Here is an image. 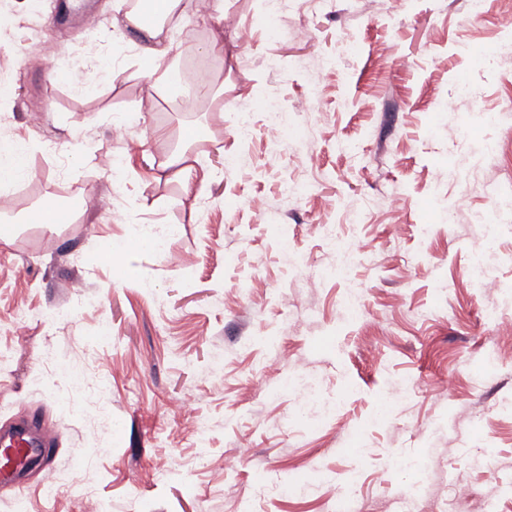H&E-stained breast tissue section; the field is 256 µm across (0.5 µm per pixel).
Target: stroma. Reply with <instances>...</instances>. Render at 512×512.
<instances>
[{
  "mask_svg": "<svg viewBox=\"0 0 512 512\" xmlns=\"http://www.w3.org/2000/svg\"><path fill=\"white\" fill-rule=\"evenodd\" d=\"M69 2L11 0L0 24V84L10 88L0 121L27 143L36 186L0 243V423L37 414L59 431L22 490L0 486V512L20 500L28 512H78L74 497L43 491L78 455L74 479L109 512H321L349 489L371 512L417 494L424 512H448L460 483L472 489L471 512L491 497L512 512V337L494 324L512 314V227L490 242L471 221L493 211L488 185L499 159H512L497 126L512 69L486 63L504 37L502 0L477 18L469 0H401L394 11L383 0H224L234 23L220 59L205 54L213 21L184 0L161 60L129 27L127 0ZM299 25L310 42L290 37ZM44 42L62 54L30 72L25 57ZM88 44L96 51L80 90L62 81L64 52ZM390 49L405 66L387 60ZM193 57L223 84L221 103L178 101L149 77ZM272 101L283 117L276 151ZM34 108L44 113L36 129ZM120 119L129 139L112 136ZM189 128L209 173L196 197L160 166ZM312 152L319 167L307 164ZM115 155L117 183L102 164ZM244 155L247 166H230ZM62 182L84 203L77 223H31ZM295 184L306 193L286 195ZM385 194L403 197L400 213L379 205ZM393 223L401 239L390 238ZM144 224L170 227L164 250L132 239ZM320 224L360 235L365 254L347 277L319 280L335 261ZM114 239L127 248L108 263L103 244ZM490 247L503 283L492 305L468 279ZM353 290L361 304L351 315L342 300ZM82 293L98 309H81ZM19 308L29 317L16 324ZM287 314L299 323L281 337ZM47 349L57 365L41 386ZM446 379L454 396L441 392ZM185 396L193 413L174 406ZM325 401L336 411L323 421L312 409ZM93 410L110 428L93 424ZM196 420L209 423L205 438ZM229 452L239 457L231 475ZM489 458L501 468L484 467Z\"/></svg>",
  "mask_w": 512,
  "mask_h": 512,
  "instance_id": "35a3bbf8",
  "label": "stroma"
}]
</instances>
